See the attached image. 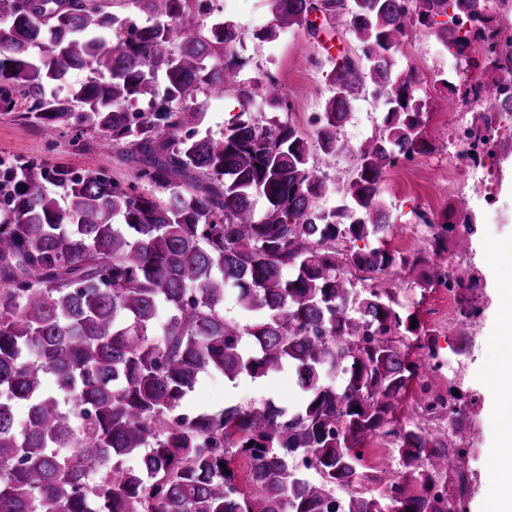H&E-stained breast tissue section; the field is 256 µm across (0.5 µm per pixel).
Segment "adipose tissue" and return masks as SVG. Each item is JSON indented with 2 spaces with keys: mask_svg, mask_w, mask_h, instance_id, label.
Returning a JSON list of instances; mask_svg holds the SVG:
<instances>
[{
  "mask_svg": "<svg viewBox=\"0 0 512 512\" xmlns=\"http://www.w3.org/2000/svg\"><path fill=\"white\" fill-rule=\"evenodd\" d=\"M492 294L489 344L497 360L481 372L491 417V479L479 512H512V280L495 276Z\"/></svg>",
  "mask_w": 512,
  "mask_h": 512,
  "instance_id": "ef3b65f1",
  "label": "adipose tissue"
}]
</instances>
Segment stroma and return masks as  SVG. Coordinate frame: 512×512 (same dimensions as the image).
<instances>
[{"instance_id": "1", "label": "stroma", "mask_w": 512, "mask_h": 512, "mask_svg": "<svg viewBox=\"0 0 512 512\" xmlns=\"http://www.w3.org/2000/svg\"><path fill=\"white\" fill-rule=\"evenodd\" d=\"M333 42L341 53L358 57L359 50L344 24L335 23L321 32L312 34L307 29L281 33L272 42L247 40L243 53L251 62L244 72L245 78L259 77L264 71L277 73L288 99L293 103L292 112L286 113L268 107L263 101H255V117L262 122L286 119L306 136L314 130L308 124L310 113L322 111L331 86L327 80L333 62L322 45ZM453 63L447 53L439 49L429 35H420L415 42L414 57H400L399 70H413L416 77L427 84L428 111L424 134L435 143L437 149L429 154L423 169L415 171L393 170L387 175L384 197L390 207L394 223L403 225V232L389 237L391 248L405 252H424L428 249L430 234L425 227L415 226L414 213L423 203H431L435 212H444L448 205H455L460 212L473 213L475 231L468 246L449 243V254L463 256L465 262L479 264L482 245L491 239L512 235V195L503 193V181L512 178V128L503 131L501 156L497 164L471 168L470 172L452 168L458 148L448 136L447 91L432 88L434 74L448 73ZM382 119L380 102L369 93H362L353 101L350 114L340 131V138L347 146L344 153L333 157L313 151L311 163L324 174L331 185L320 200L321 208L330 210L336 206V194L332 188L336 181L347 179L354 169V152L367 139L379 131ZM36 157L48 166L67 165L74 172L100 170L118 178L130 177L131 166L117 152L91 149L84 153L74 152L69 136L43 129L41 126L0 116V159ZM440 306L438 294L427 295L422 302H409V311L417 312L426 325L440 334V356L448 363L443 377L437 379L439 388H447L451 379H458L461 391L476 396L477 402L467 410V424L471 435L467 443L468 453L463 459L470 484L466 491L467 512H476L477 503L486 487L491 470L485 456L489 435V421L484 404L485 390L475 379L479 364L491 362L492 354L483 348L488 330V317L466 324L471 338L469 353L457 354V336L453 323L437 320L434 312ZM304 399V392L297 383L294 372L283 369L262 379L241 377L229 383L222 373H204L194 391L184 400L181 411L187 415L200 412L217 414L230 404L243 407L258 406L266 401L286 411L297 410Z\"/></svg>"}]
</instances>
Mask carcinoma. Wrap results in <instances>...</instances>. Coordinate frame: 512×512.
Masks as SVG:
<instances>
[{
    "mask_svg": "<svg viewBox=\"0 0 512 512\" xmlns=\"http://www.w3.org/2000/svg\"><path fill=\"white\" fill-rule=\"evenodd\" d=\"M267 3L270 21L253 39L309 29L317 10L344 23L360 51L328 73L312 140L254 117L258 97L283 107L282 85L268 73L241 78L242 32L203 0H0V114L11 115L17 93L28 103L21 117L75 131L78 150L117 148L134 167L126 181L0 160V512H448L435 488L465 491L463 396L448 386L447 426L408 407L424 390L421 368L439 357L438 336L411 327L395 291L370 281L400 269L426 291L440 270L387 247L395 224L383 186L395 156L435 150L423 135L424 91L397 69L403 45L427 32L462 72L478 65L480 40L502 70L512 38L490 14L473 36L448 39L460 17H478L479 0ZM439 15L448 22L436 25ZM81 69L85 82L55 93ZM360 91L381 102L382 124L326 211V179L309 154L348 150L339 130ZM229 95L240 112L214 135L204 103ZM137 102L150 111L128 112ZM454 217L451 204L436 224L415 212L433 254L451 237L466 242L471 220ZM371 238L378 246H358ZM446 277L462 303L476 301V269ZM229 284L244 324L224 314ZM286 365L307 394L292 414L270 401L179 412L203 372L233 383ZM329 373L343 384H327ZM392 433L398 468L368 471L358 449ZM131 457L138 468L125 465Z\"/></svg>",
    "mask_w": 512,
    "mask_h": 512,
    "instance_id": "carcinoma-1",
    "label": "carcinoma"
}]
</instances>
